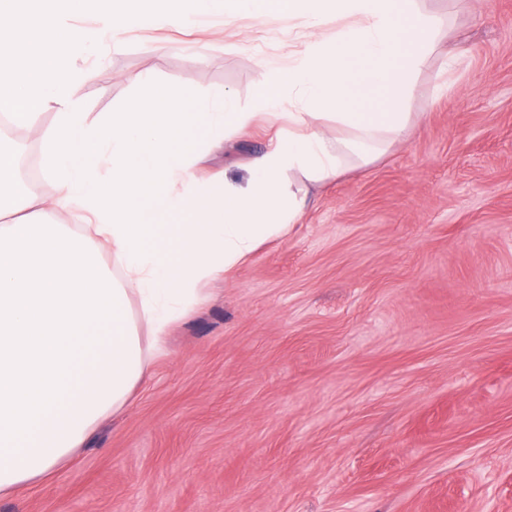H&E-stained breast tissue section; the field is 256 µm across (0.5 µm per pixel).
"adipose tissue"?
<instances>
[{"label": "adipose tissue", "mask_w": 512, "mask_h": 512, "mask_svg": "<svg viewBox=\"0 0 512 512\" xmlns=\"http://www.w3.org/2000/svg\"><path fill=\"white\" fill-rule=\"evenodd\" d=\"M421 2L0 0V497L71 460L125 408L171 327L209 301L207 285L289 233L308 206L292 175L327 181L346 156L372 163L402 136L440 47ZM206 16L285 22L308 42L287 64L263 62L244 104L144 70L117 107L87 112L86 54ZM258 121L281 127L246 184L199 177ZM32 147L42 177L24 183L17 160Z\"/></svg>", "instance_id": "ef3b65f1"}]
</instances>
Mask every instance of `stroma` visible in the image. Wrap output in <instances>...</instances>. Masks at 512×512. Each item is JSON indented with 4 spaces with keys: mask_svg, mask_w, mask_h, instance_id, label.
<instances>
[{
    "mask_svg": "<svg viewBox=\"0 0 512 512\" xmlns=\"http://www.w3.org/2000/svg\"><path fill=\"white\" fill-rule=\"evenodd\" d=\"M443 51L378 160L210 283L167 355L50 483L0 512H512V0H424ZM245 19L132 32L80 95L153 67L246 100L304 48ZM275 126L204 165L241 180Z\"/></svg>",
    "mask_w": 512,
    "mask_h": 512,
    "instance_id": "1",
    "label": "stroma"
}]
</instances>
